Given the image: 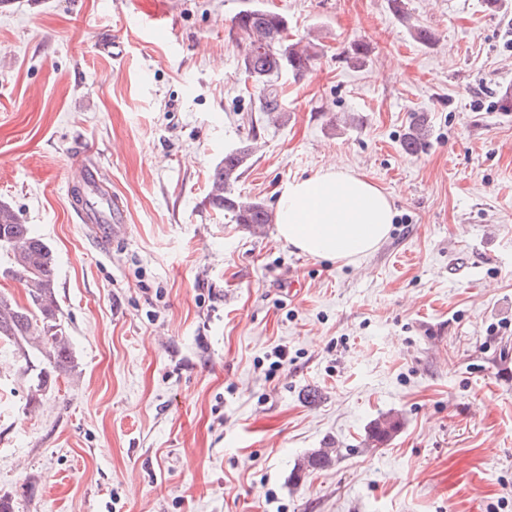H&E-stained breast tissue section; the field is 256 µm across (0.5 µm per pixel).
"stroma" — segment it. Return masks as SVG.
<instances>
[{"label": "stroma", "instance_id": "obj_1", "mask_svg": "<svg viewBox=\"0 0 512 512\" xmlns=\"http://www.w3.org/2000/svg\"><path fill=\"white\" fill-rule=\"evenodd\" d=\"M262 3L322 48L283 77V122L241 67L246 0H0V200L52 251L74 358L35 394L0 343V496L15 512H512V0ZM159 14L166 29L142 27ZM243 142L237 195L276 210L334 160L391 197L389 236L321 260L214 210L209 177ZM88 167L126 208L107 249L74 216ZM389 412L400 428L366 445ZM329 443L331 465L292 481ZM429 135V129L424 120L415 121L409 128L403 142V149L408 154H416L425 143Z\"/></svg>", "mask_w": 512, "mask_h": 512}]
</instances>
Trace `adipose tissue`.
Listing matches in <instances>:
<instances>
[{
	"mask_svg": "<svg viewBox=\"0 0 512 512\" xmlns=\"http://www.w3.org/2000/svg\"><path fill=\"white\" fill-rule=\"evenodd\" d=\"M394 217L386 193L332 162L284 188L276 211L277 238L313 258L356 259L388 237Z\"/></svg>",
	"mask_w": 512,
	"mask_h": 512,
	"instance_id": "adipose-tissue-1",
	"label": "adipose tissue"
}]
</instances>
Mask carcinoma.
Instances as JSON below:
<instances>
[{
    "mask_svg": "<svg viewBox=\"0 0 512 512\" xmlns=\"http://www.w3.org/2000/svg\"><path fill=\"white\" fill-rule=\"evenodd\" d=\"M232 29L245 36L242 67L253 82L260 111L282 119L279 79L286 73L304 75L319 56L315 43L301 44L288 39L286 18L265 9L261 3L239 11L232 20ZM368 53L361 41L350 45L345 62L356 66ZM429 129L425 121L417 120L409 128L403 149L415 154L425 143ZM253 153L249 143H242L213 169L209 201L213 207L233 213L237 224L261 228L272 223V213L261 202L243 200L234 195L235 184ZM11 251V273L25 288L28 304L20 306L0 296V340L13 345L15 353L25 363L24 372L31 375L37 390L51 386L54 379L71 368L73 356L64 336L59 318L60 308L54 284V258L50 248L30 235L27 225L20 223L12 206L0 201V248ZM399 422L387 416L376 420L367 438L374 445L389 440ZM335 448H320L307 455L297 465L293 479L298 481L308 471L322 469L331 463Z\"/></svg>",
    "mask_w": 512,
    "mask_h": 512,
    "instance_id": "1",
    "label": "carcinoma"
}]
</instances>
